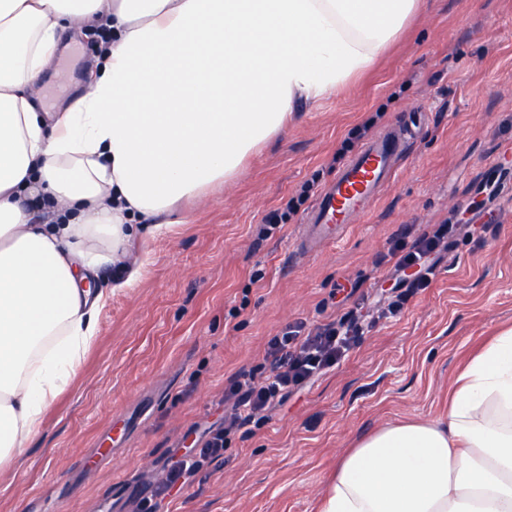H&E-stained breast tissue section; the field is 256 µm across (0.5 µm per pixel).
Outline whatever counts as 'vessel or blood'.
<instances>
[{
    "label": "vessel or blood",
    "mask_w": 512,
    "mask_h": 512,
    "mask_svg": "<svg viewBox=\"0 0 512 512\" xmlns=\"http://www.w3.org/2000/svg\"><path fill=\"white\" fill-rule=\"evenodd\" d=\"M407 146V137L399 131L363 144L312 207L299 248L336 240L342 228L363 214L390 182Z\"/></svg>",
    "instance_id": "obj_1"
}]
</instances>
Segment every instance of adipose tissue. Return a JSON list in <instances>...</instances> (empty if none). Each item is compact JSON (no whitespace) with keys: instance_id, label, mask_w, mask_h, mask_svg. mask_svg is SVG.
I'll return each instance as SVG.
<instances>
[{"instance_id":"ef3b65f1","label":"adipose tissue","mask_w":512,"mask_h":512,"mask_svg":"<svg viewBox=\"0 0 512 512\" xmlns=\"http://www.w3.org/2000/svg\"><path fill=\"white\" fill-rule=\"evenodd\" d=\"M418 0H0V469L20 461L98 335L97 285L159 215L239 174L297 101L368 68ZM106 26L92 82L35 106L64 30ZM52 205L54 221H34ZM320 512H512V329L445 417L344 455Z\"/></svg>"}]
</instances>
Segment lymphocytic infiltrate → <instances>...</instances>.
<instances>
[{
	"instance_id": "obj_1",
	"label": "lymphocytic infiltrate",
	"mask_w": 512,
	"mask_h": 512,
	"mask_svg": "<svg viewBox=\"0 0 512 512\" xmlns=\"http://www.w3.org/2000/svg\"><path fill=\"white\" fill-rule=\"evenodd\" d=\"M457 227L453 224H433L413 241L397 238L390 242L384 262L396 270L416 269L417 278L411 290L428 287L435 275L440 255L449 244ZM411 290L399 292L385 312L386 317L400 314L407 304ZM360 334L358 316H351L342 325L326 324L314 328L306 323L286 325L280 334L267 343V369L247 370L235 374L226 391L231 400V412L224 418L223 427L210 431L201 448L198 460L173 464L167 482L175 484L191 476L199 461L216 459L224 452L225 437L243 418L270 409L283 402L289 394L302 390L328 368L334 366L357 341Z\"/></svg>"
}]
</instances>
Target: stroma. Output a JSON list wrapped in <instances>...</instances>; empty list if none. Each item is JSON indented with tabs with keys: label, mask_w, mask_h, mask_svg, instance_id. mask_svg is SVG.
Wrapping results in <instances>:
<instances>
[{
	"label": "stroma",
	"mask_w": 512,
	"mask_h": 512,
	"mask_svg": "<svg viewBox=\"0 0 512 512\" xmlns=\"http://www.w3.org/2000/svg\"><path fill=\"white\" fill-rule=\"evenodd\" d=\"M95 67L76 36L37 102L65 108ZM378 131L417 113L414 141L341 240L296 249L310 204L261 235L305 183L322 192L333 156L371 113ZM183 221L134 241L136 283L114 289L99 334L48 410L20 468L0 474V512H139L172 462L224 422V388L265 362L286 324L373 308L396 279L389 242L427 224L461 234L435 280L396 318L363 328L348 356L262 419L240 422L222 458L157 512H319L338 461L376 429L448 411L469 360L512 327V0H422L374 63L245 160L231 184L180 203Z\"/></svg>",
	"instance_id": "35a3bbf8"
}]
</instances>
